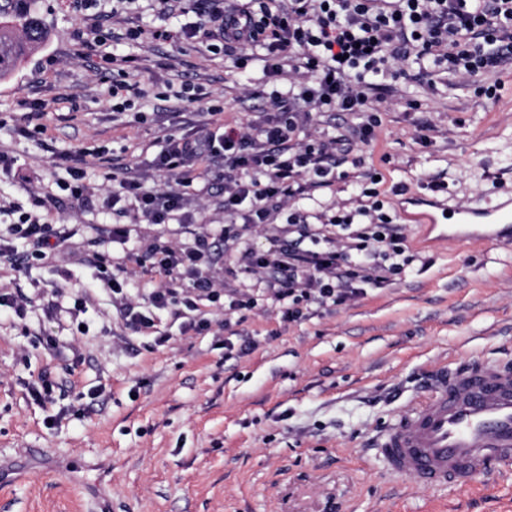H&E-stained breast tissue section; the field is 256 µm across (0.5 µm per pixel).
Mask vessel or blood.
Returning <instances> with one entry per match:
<instances>
[{
  "instance_id": "1",
  "label": "vessel or blood",
  "mask_w": 512,
  "mask_h": 512,
  "mask_svg": "<svg viewBox=\"0 0 512 512\" xmlns=\"http://www.w3.org/2000/svg\"><path fill=\"white\" fill-rule=\"evenodd\" d=\"M456 241L512 244V203L454 207ZM387 470L431 488L467 487L512 467V363L469 359L431 378L418 405L375 441Z\"/></svg>"
}]
</instances>
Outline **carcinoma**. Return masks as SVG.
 I'll use <instances>...</instances> for the list:
<instances>
[{"label": "carcinoma", "mask_w": 512, "mask_h": 512, "mask_svg": "<svg viewBox=\"0 0 512 512\" xmlns=\"http://www.w3.org/2000/svg\"><path fill=\"white\" fill-rule=\"evenodd\" d=\"M42 0H0V80L10 77L49 36Z\"/></svg>", "instance_id": "1"}]
</instances>
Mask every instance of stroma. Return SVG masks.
I'll list each match as a JSON object with an SVG mask.
<instances>
[{
    "instance_id": "35a3bbf8",
    "label": "stroma",
    "mask_w": 512,
    "mask_h": 512,
    "mask_svg": "<svg viewBox=\"0 0 512 512\" xmlns=\"http://www.w3.org/2000/svg\"><path fill=\"white\" fill-rule=\"evenodd\" d=\"M42 13L48 40L0 81V151L15 159L0 175V238L30 252L12 232L22 210L75 234L50 264L18 269L0 258V287L29 300L25 318L0 314V462L14 470L0 482V512H512V468L464 489L427 488L391 476L372 445L420 402L432 371L471 357L512 361V245H463L413 219L512 198V58L492 74L453 84L438 74L405 93L373 94L378 138L355 144L368 162L348 167L333 195L347 201L370 187L369 172L381 173L384 210L413 260L392 284L290 323L238 265L243 251L268 250L278 225L227 224L216 191L188 207L182 223L136 224L102 195L80 206L59 187L68 178L61 157L99 146L127 176L163 185L151 168L158 145L209 120L174 91L202 88L223 105L226 126L255 123L262 62L238 69L201 42H107L105 51L142 65L144 96L116 116L86 33L176 28L183 17L162 13L157 0H102L80 12L45 0ZM483 84L497 85L496 97L478 96ZM34 104L48 128L42 141L21 132ZM137 111L145 122H134ZM435 181L442 190H431ZM36 195L45 207H33ZM116 224L127 230L125 244L112 240ZM197 232L216 240L212 274L253 308H210L212 328L201 334L158 311L170 334L161 346L132 334L93 255L117 263L154 244L192 243ZM82 299L86 311L75 314ZM46 379L51 395L34 401L31 388Z\"/></svg>"
}]
</instances>
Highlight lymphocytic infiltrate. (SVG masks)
<instances>
[{
	"label": "lymphocytic infiltrate",
	"instance_id": "obj_1",
	"mask_svg": "<svg viewBox=\"0 0 512 512\" xmlns=\"http://www.w3.org/2000/svg\"><path fill=\"white\" fill-rule=\"evenodd\" d=\"M174 1L189 23L134 28L128 39L182 44L203 37L209 53L233 57L238 68L260 58L274 82L265 96L269 115L243 129L228 128L222 107L209 106L210 122L192 136L167 139L154 157L153 169L166 178L163 187L148 189L104 171L101 188L109 204L122 205L139 223H170L192 200L201 167L220 163L225 211L243 212L251 224L281 218L288 226L287 240L267 253L247 250L239 258L244 272L263 274L284 320L297 322L312 305L338 306L389 285L404 270L406 238L401 225L383 213L377 190L364 189L363 200L350 210L314 201L316 191L335 185L340 166L362 165L352 155L353 143H371L374 123H360L327 141H304L300 134L327 112L371 111L380 78L410 81L432 68L461 78L494 70L512 56V0H248L245 8L233 0H162ZM133 62L130 56L102 57L99 72L118 113L126 110V97L141 93L128 80ZM297 198L313 201L312 210L286 212L288 201ZM18 224L33 260L52 258L70 237L66 228L26 212ZM213 252L205 235L187 246H152L141 305L131 298L128 278L112 272L110 259L98 255L93 264L126 328L160 346L170 336L156 320L159 310H172L183 330H210L204 308L220 300L209 274ZM184 279L190 288L178 290ZM223 303L230 313L241 307L232 295Z\"/></svg>",
	"mask_w": 512,
	"mask_h": 512
}]
</instances>
